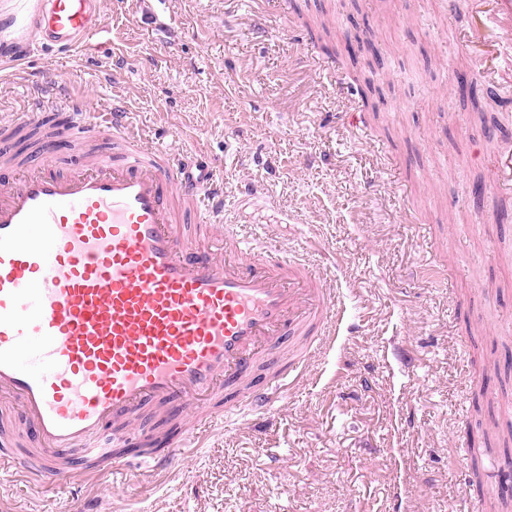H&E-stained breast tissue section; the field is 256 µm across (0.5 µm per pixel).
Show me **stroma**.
<instances>
[{"mask_svg": "<svg viewBox=\"0 0 512 512\" xmlns=\"http://www.w3.org/2000/svg\"><path fill=\"white\" fill-rule=\"evenodd\" d=\"M91 46L25 61L0 37V116L52 83L224 173V226L300 252L340 288L347 331L272 415L216 422L168 471L50 487L0 469L8 512H475L470 448L512 420V195L487 179L488 99L460 93L442 0H102ZM325 15L334 39L307 30ZM382 60L362 97L343 48ZM336 58V76L325 70ZM441 276L427 277L429 259ZM493 362L481 373L476 353Z\"/></svg>", "mask_w": 512, "mask_h": 512, "instance_id": "stroma-1", "label": "stroma"}]
</instances>
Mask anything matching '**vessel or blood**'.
Returning <instances> with one entry per match:
<instances>
[{
	"label": "vessel or blood",
	"instance_id": "b4317fda",
	"mask_svg": "<svg viewBox=\"0 0 512 512\" xmlns=\"http://www.w3.org/2000/svg\"><path fill=\"white\" fill-rule=\"evenodd\" d=\"M45 45L91 44L105 28L98 0H50ZM501 51L461 87L512 83V0H469L451 36L475 55L484 31ZM71 113L55 146L27 163L0 154V395L19 407L27 446L0 435V464L42 482L117 470L144 413L179 420L140 454L169 470L188 444L182 421L208 427L268 412L301 382L336 334V291L323 273L241 233L216 236L224 175L138 134L122 101L100 114L52 84L15 127L41 123L45 103ZM487 193H512V127L496 128ZM107 139L83 155L79 141Z\"/></svg>",
	"mask_w": 512,
	"mask_h": 512
}]
</instances>
